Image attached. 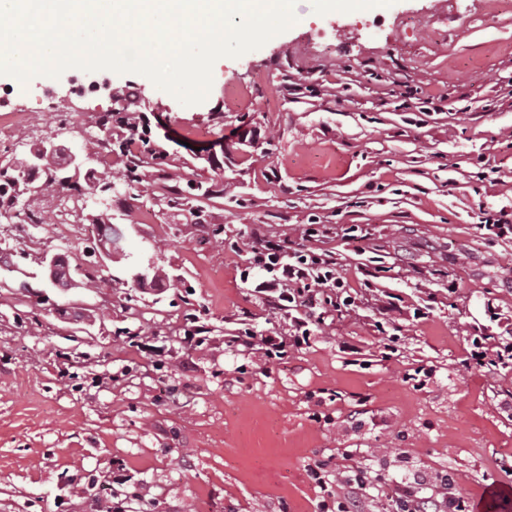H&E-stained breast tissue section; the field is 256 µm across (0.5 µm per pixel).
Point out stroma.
I'll use <instances>...</instances> for the list:
<instances>
[{
    "label": "stroma",
    "instance_id": "obj_1",
    "mask_svg": "<svg viewBox=\"0 0 512 512\" xmlns=\"http://www.w3.org/2000/svg\"><path fill=\"white\" fill-rule=\"evenodd\" d=\"M294 10L260 48L218 58L190 105L133 72L0 75V127L16 136L77 146L124 91L161 117L186 178L212 175L192 145L224 144V196L199 201L203 223L153 206L117 163L118 194L85 195L133 224L128 250L152 247L156 285L108 260L106 287L46 288L38 257L85 265L91 224L39 225L32 245L0 224L13 264L0 272V512H320L350 500L357 470L358 512H397L402 485L442 499L445 474L468 512H512V363L467 361L471 336L512 338V239L479 227L512 214V5ZM77 81L101 88L79 111L45 110V84ZM259 237L330 254L356 291L337 307L325 289L303 309L310 346L268 364L229 341L289 329L256 290L267 273L240 277ZM186 282L198 346L184 339ZM129 331L159 354L135 353Z\"/></svg>",
    "mask_w": 512,
    "mask_h": 512
}]
</instances>
